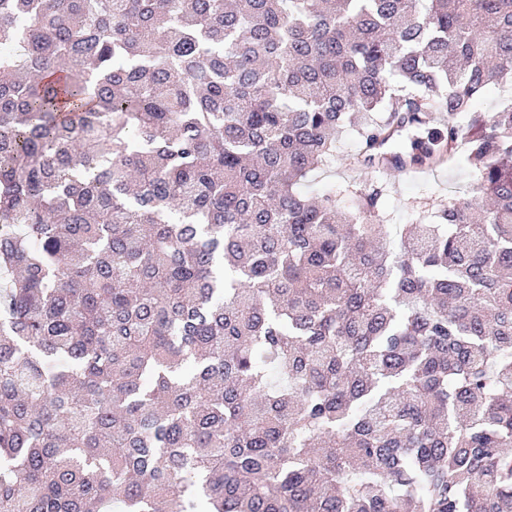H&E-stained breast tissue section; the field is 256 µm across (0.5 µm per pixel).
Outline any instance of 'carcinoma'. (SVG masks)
<instances>
[{
    "mask_svg": "<svg viewBox=\"0 0 512 512\" xmlns=\"http://www.w3.org/2000/svg\"><path fill=\"white\" fill-rule=\"evenodd\" d=\"M493 79L512 0H0V512H512ZM424 112L473 199L299 190ZM510 97L497 85H489L486 87L482 95L473 100L470 106V112H463L457 116L456 121L459 124H467L472 113H488L499 110L503 103Z\"/></svg>",
    "mask_w": 512,
    "mask_h": 512,
    "instance_id": "1",
    "label": "carcinoma"
}]
</instances>
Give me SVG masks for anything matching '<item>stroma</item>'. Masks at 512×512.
Listing matches in <instances>:
<instances>
[{
	"mask_svg": "<svg viewBox=\"0 0 512 512\" xmlns=\"http://www.w3.org/2000/svg\"><path fill=\"white\" fill-rule=\"evenodd\" d=\"M361 148L358 133L345 130L339 138L335 159L325 171L305 183V190L329 196L338 207L346 208L356 195L382 189L379 213L388 224L426 223L433 212L472 195L473 177L465 160H458L434 177L383 179L353 171L351 164Z\"/></svg>",
	"mask_w": 512,
	"mask_h": 512,
	"instance_id": "stroma-1",
	"label": "stroma"
}]
</instances>
